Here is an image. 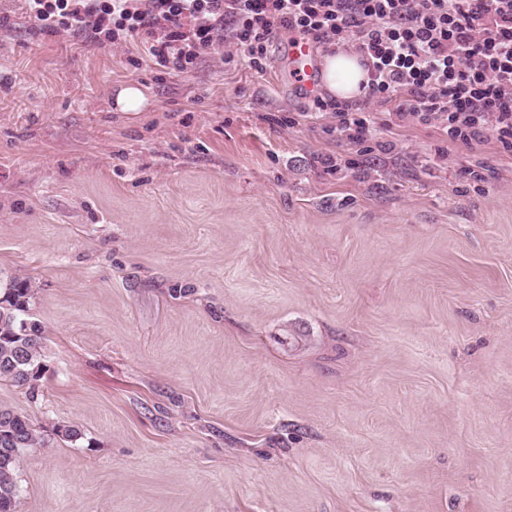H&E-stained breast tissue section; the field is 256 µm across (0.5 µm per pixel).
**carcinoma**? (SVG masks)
Masks as SVG:
<instances>
[{"label": "carcinoma", "instance_id": "obj_1", "mask_svg": "<svg viewBox=\"0 0 512 512\" xmlns=\"http://www.w3.org/2000/svg\"><path fill=\"white\" fill-rule=\"evenodd\" d=\"M34 290L26 279L14 280L0 293V380L26 386L43 371L42 327L31 312ZM37 441L28 418L0 407V512H17V471L21 451Z\"/></svg>", "mask_w": 512, "mask_h": 512}]
</instances>
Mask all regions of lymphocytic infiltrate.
<instances>
[{
  "label": "lymphocytic infiltrate",
  "mask_w": 512,
  "mask_h": 512,
  "mask_svg": "<svg viewBox=\"0 0 512 512\" xmlns=\"http://www.w3.org/2000/svg\"><path fill=\"white\" fill-rule=\"evenodd\" d=\"M50 35L70 32L99 46L144 34L157 63L194 69L223 42L264 71L272 39L288 32L349 47L367 72V99L399 117L439 121L449 141L496 140L512 152V0H24ZM336 117V135L358 145L373 133L351 103L313 98Z\"/></svg>",
  "instance_id": "lymphocytic-infiltrate-1"
}]
</instances>
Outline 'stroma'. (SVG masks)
I'll return each instance as SVG.
<instances>
[{
	"label": "stroma",
	"mask_w": 512,
	"mask_h": 512,
	"mask_svg": "<svg viewBox=\"0 0 512 512\" xmlns=\"http://www.w3.org/2000/svg\"><path fill=\"white\" fill-rule=\"evenodd\" d=\"M0 12V288L45 365L0 381L44 436L17 512H512V152L377 101L349 145L285 32L167 74ZM149 104L147 89L137 83L122 86L116 95V106L122 112H142Z\"/></svg>",
	"instance_id": "1"
}]
</instances>
